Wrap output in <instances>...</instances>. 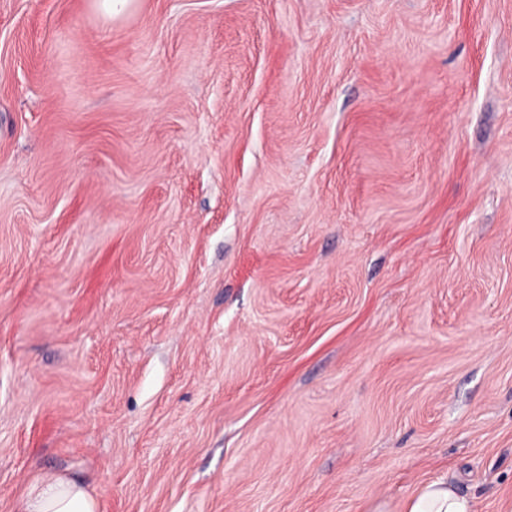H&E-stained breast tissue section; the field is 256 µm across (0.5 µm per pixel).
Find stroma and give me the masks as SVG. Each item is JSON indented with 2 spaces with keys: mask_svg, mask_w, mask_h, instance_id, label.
I'll list each match as a JSON object with an SVG mask.
<instances>
[{
  "mask_svg": "<svg viewBox=\"0 0 512 512\" xmlns=\"http://www.w3.org/2000/svg\"><path fill=\"white\" fill-rule=\"evenodd\" d=\"M512 512V0H0V512ZM95 496L83 484L60 474L37 478L15 504L14 512H97ZM403 512H475L472 500L458 495L448 481L421 484L405 500Z\"/></svg>",
  "mask_w": 512,
  "mask_h": 512,
  "instance_id": "1",
  "label": "stroma"
}]
</instances>
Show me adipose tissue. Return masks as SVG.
Returning <instances> with one entry per match:
<instances>
[{
  "label": "adipose tissue",
  "mask_w": 512,
  "mask_h": 512,
  "mask_svg": "<svg viewBox=\"0 0 512 512\" xmlns=\"http://www.w3.org/2000/svg\"><path fill=\"white\" fill-rule=\"evenodd\" d=\"M15 512H98L95 496L83 484L60 474L37 478L15 504ZM403 512H475L472 500L447 481L421 484L405 500Z\"/></svg>",
  "instance_id": "obj_1"
}]
</instances>
